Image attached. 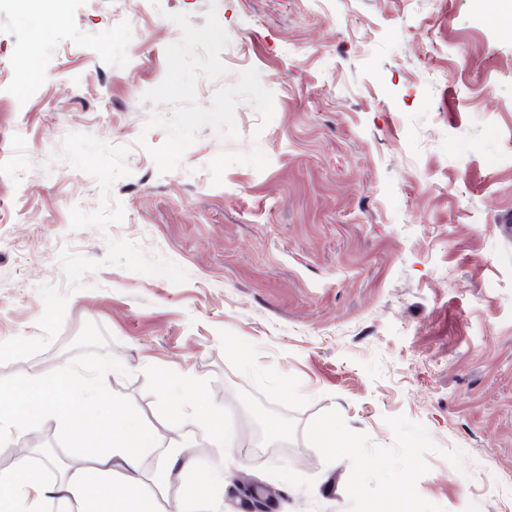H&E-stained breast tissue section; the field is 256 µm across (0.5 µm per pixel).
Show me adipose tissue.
<instances>
[{
  "label": "adipose tissue",
  "instance_id": "1",
  "mask_svg": "<svg viewBox=\"0 0 512 512\" xmlns=\"http://www.w3.org/2000/svg\"><path fill=\"white\" fill-rule=\"evenodd\" d=\"M67 388L85 399V412L74 413L69 405L54 403L52 395ZM24 397L16 401L0 396V439L11 435L22 422L53 418L69 433L84 434L90 427L103 432V445L90 449L92 468L73 471L59 482H44L38 469L20 462L15 470L0 471V512H47L46 504L55 499L64 503L86 504L94 512H155L154 499L143 491L139 462L152 444L142 420L135 411L111 404L93 381L74 380L53 369L29 373L23 384ZM163 393H176L181 402L170 411L176 420L194 416L209 434L213 447H223L233 434L215 410L204 401L197 387L185 380L163 378ZM118 457L127 467L122 489H115L110 458Z\"/></svg>",
  "mask_w": 512,
  "mask_h": 512
}]
</instances>
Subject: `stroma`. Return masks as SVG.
I'll return each mask as SVG.
<instances>
[{
    "label": "stroma",
    "instance_id": "obj_1",
    "mask_svg": "<svg viewBox=\"0 0 512 512\" xmlns=\"http://www.w3.org/2000/svg\"><path fill=\"white\" fill-rule=\"evenodd\" d=\"M477 2L0 0V392L94 375L166 510L178 450L208 512H251L242 471L269 512H512V33ZM48 450L83 458L42 419L0 470ZM161 391L164 394L174 392L181 402L178 406L170 409L171 416L180 424L184 421V414L189 412L199 427L206 430L209 434L213 448H224V442L231 441L233 434L224 427V422L219 419L215 410L203 400L196 386L188 387L183 379H171L164 377L161 379Z\"/></svg>",
    "mask_w": 512,
    "mask_h": 512
}]
</instances>
